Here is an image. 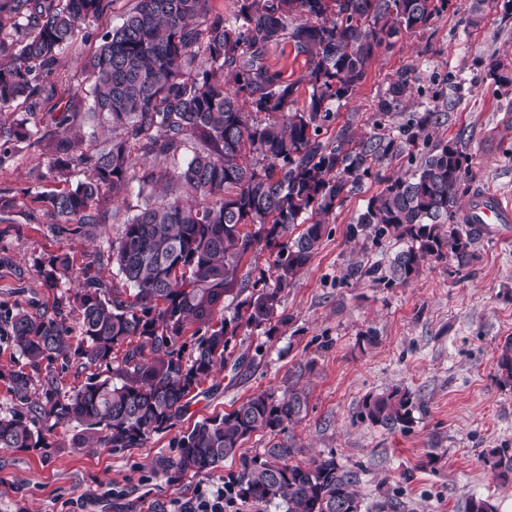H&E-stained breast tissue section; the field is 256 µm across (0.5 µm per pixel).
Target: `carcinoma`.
<instances>
[{
	"instance_id": "obj_1",
	"label": "carcinoma",
	"mask_w": 512,
	"mask_h": 512,
	"mask_svg": "<svg viewBox=\"0 0 512 512\" xmlns=\"http://www.w3.org/2000/svg\"><path fill=\"white\" fill-rule=\"evenodd\" d=\"M231 18L213 14L209 0H138L122 23L104 34L85 70L90 97L87 114L97 131L58 138L55 127L74 123L81 100L54 101L50 81L57 55L87 39L89 21L109 0H12L0 10V111L22 105L32 115L43 106L58 112L36 141L49 157L54 179L83 172L43 197L48 211L78 224H105L112 200L133 182L164 194L140 209L112 242L108 259L122 287L107 294L93 286L77 293V336L64 324L63 301L52 312L7 318V332L27 360L28 371H13L8 388L27 413L0 418V448H48V435L75 422L87 442L139 448L154 433L174 424L189 396L217 366L231 358L240 330L263 329L272 336L288 321L282 292L318 252L326 220L373 169L407 146L416 147L437 123L426 112L393 136L355 138L348 127L324 136L333 103L351 98L384 43L402 32L425 29L448 0H238ZM308 55V104L293 109L299 83L283 78L265 62L267 51L284 42ZM400 72L384 112L410 88ZM28 118L0 125V154L29 139ZM195 146L189 161L160 163ZM465 155L457 145L423 152L412 174L387 180L354 223L349 239L404 242L389 267L371 268L373 280L391 288L418 278L433 260L452 258L463 266L483 239L482 224L459 220L458 199ZM302 231L289 239V231ZM267 250L275 274L238 277L244 258ZM70 261L55 259L49 286L70 276ZM239 301L231 314L218 303ZM208 325L193 356L184 357L183 337L191 321ZM497 381L512 386V337L497 347ZM122 357H117V354ZM76 357L84 366L106 367L80 388L62 394L47 377L43 399L30 400V387L43 360ZM120 362H114V359ZM421 408L414 393L396 386L362 403V419L390 432L408 431ZM308 396L295 386L281 399L254 393L232 411L196 424L178 441L175 459L159 463L164 473L206 474L236 454L258 430L280 432L299 422ZM298 449L275 443L264 456L241 461L224 477L228 501L255 506L276 503L284 512H361L358 473L333 456L293 462ZM491 463L501 484L512 482V453L493 448Z\"/></svg>"
}]
</instances>
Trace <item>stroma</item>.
<instances>
[{
  "label": "stroma",
  "mask_w": 512,
  "mask_h": 512,
  "mask_svg": "<svg viewBox=\"0 0 512 512\" xmlns=\"http://www.w3.org/2000/svg\"><path fill=\"white\" fill-rule=\"evenodd\" d=\"M89 46L60 54L52 81L58 100L82 98ZM413 70L407 94L388 112L377 103L402 68ZM440 116L432 141L456 144L466 155L462 203L494 191L512 199V13L503 0H449L423 30L402 33L374 54L354 97L334 108L331 130L351 124L356 136L374 124L390 132L414 115ZM409 153L384 161L328 220L318 253L283 292L289 321L272 336L240 332L235 353L250 366H224L193 394L187 411L139 448L97 446L74 450L77 423L58 426L49 448H0V512H173L200 490L224 485L241 458L263 456L277 442L295 443L298 461L335 457L360 474L362 512L393 501L396 512H463L467 499L489 500L494 512H512V485L496 481L484 461L489 449L512 448V388L496 381V349L512 337V224L492 227L465 266L435 261L409 284L393 288L367 270L387 267L401 244L393 239L356 242L347 226L381 191L386 179L411 173ZM48 158L31 142L15 144L0 160V195L13 206L0 213V310L36 314L52 310L60 296L82 284L59 280L49 287L51 259L67 254L74 269L90 270L103 288L118 285L105 256L123 225L158 189L131 184L112 202L104 224L56 235L57 219L40 200L54 189ZM372 332L365 341L364 332ZM43 375L61 392L91 376L75 360L44 361ZM309 395L308 411L281 433L258 431L236 458L209 473L180 478L156 461L178 453L177 442L203 419L233 410L262 391L282 397L289 383ZM401 386L423 405L408 432H390L361 420L367 395Z\"/></svg>",
  "instance_id": "35a3bbf8"
}]
</instances>
